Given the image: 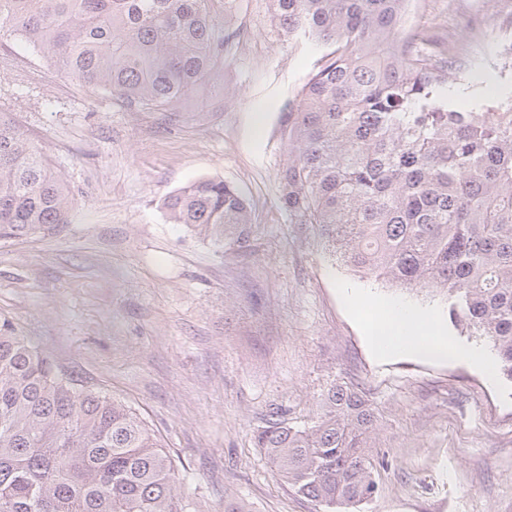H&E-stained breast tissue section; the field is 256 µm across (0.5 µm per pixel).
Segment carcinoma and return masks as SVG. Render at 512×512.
Returning a JSON list of instances; mask_svg holds the SVG:
<instances>
[{
    "instance_id": "1",
    "label": "carcinoma",
    "mask_w": 512,
    "mask_h": 512,
    "mask_svg": "<svg viewBox=\"0 0 512 512\" xmlns=\"http://www.w3.org/2000/svg\"><path fill=\"white\" fill-rule=\"evenodd\" d=\"M288 39L318 57L281 115V203L362 278L448 304L452 325L495 351L512 383V95L459 104L448 42L404 26L412 0H273ZM237 0H0V35L129 106L177 115L224 70L217 30ZM72 198L27 131L0 109V238L67 223ZM162 207L218 248H250L252 212L203 178ZM366 396L332 386L316 420L257 433L277 472L321 512H355L377 489ZM0 512H186L169 454L111 397L74 383L0 324Z\"/></svg>"
}]
</instances>
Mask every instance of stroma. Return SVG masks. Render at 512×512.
Returning <instances> with one entry per match:
<instances>
[{
  "label": "stroma",
  "mask_w": 512,
  "mask_h": 512,
  "mask_svg": "<svg viewBox=\"0 0 512 512\" xmlns=\"http://www.w3.org/2000/svg\"><path fill=\"white\" fill-rule=\"evenodd\" d=\"M224 71L178 117L80 86L15 37L0 40V105L70 188L67 223L0 238V322L121 402L169 453L190 512H316L256 435L320 414L335 384L379 415L378 489L364 512H512V383L467 361L379 356L363 298L446 312L336 262L283 209L280 118L315 54L272 0H239ZM407 32L452 40L488 85H512V0H412ZM201 178L235 186L255 222L223 252L161 208Z\"/></svg>",
  "instance_id": "stroma-1"
}]
</instances>
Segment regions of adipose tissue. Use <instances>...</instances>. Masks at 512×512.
<instances>
[{
    "label": "adipose tissue",
    "mask_w": 512,
    "mask_h": 512,
    "mask_svg": "<svg viewBox=\"0 0 512 512\" xmlns=\"http://www.w3.org/2000/svg\"><path fill=\"white\" fill-rule=\"evenodd\" d=\"M381 311V317L367 325L380 354L408 351L428 361L466 360L491 370L490 359L480 351L449 342L447 324L439 313L400 304L382 306Z\"/></svg>",
    "instance_id": "ef3b65f1"
}]
</instances>
